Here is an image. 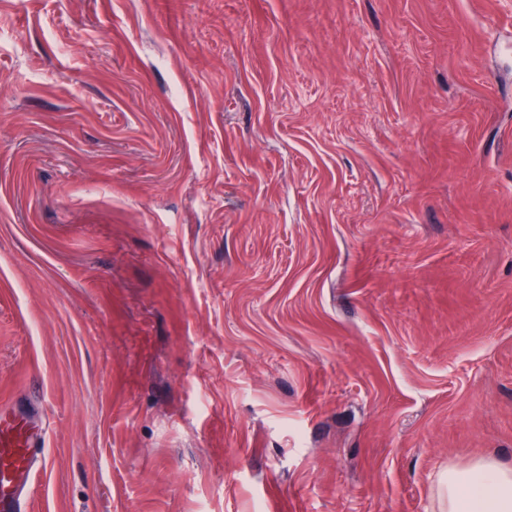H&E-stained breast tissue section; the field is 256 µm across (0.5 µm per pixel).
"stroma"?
<instances>
[{
  "label": "stroma",
  "mask_w": 512,
  "mask_h": 512,
  "mask_svg": "<svg viewBox=\"0 0 512 512\" xmlns=\"http://www.w3.org/2000/svg\"><path fill=\"white\" fill-rule=\"evenodd\" d=\"M512 0H0V400L29 512H437L512 466ZM20 409L0 407V511L25 512L33 479L40 470L41 433L28 427ZM437 495L439 512H511L512 467L492 456L450 465L439 475Z\"/></svg>",
  "instance_id": "obj_1"
}]
</instances>
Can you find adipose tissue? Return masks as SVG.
<instances>
[{
	"label": "adipose tissue",
	"mask_w": 512,
	"mask_h": 512,
	"mask_svg": "<svg viewBox=\"0 0 512 512\" xmlns=\"http://www.w3.org/2000/svg\"><path fill=\"white\" fill-rule=\"evenodd\" d=\"M437 495L439 512H512V467L491 456L449 466Z\"/></svg>",
	"instance_id": "adipose-tissue-1"
}]
</instances>
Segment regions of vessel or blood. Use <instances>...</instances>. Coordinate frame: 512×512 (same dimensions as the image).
<instances>
[{
    "instance_id": "obj_1",
    "label": "vessel or blood",
    "mask_w": 512,
    "mask_h": 512,
    "mask_svg": "<svg viewBox=\"0 0 512 512\" xmlns=\"http://www.w3.org/2000/svg\"><path fill=\"white\" fill-rule=\"evenodd\" d=\"M24 411L0 407V512H26L32 482L40 470L45 439L27 425Z\"/></svg>"
}]
</instances>
